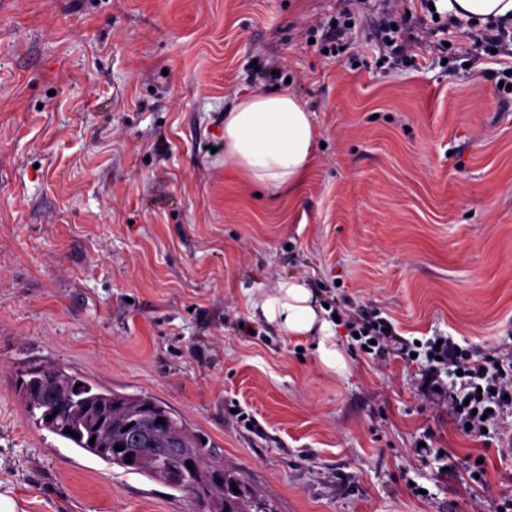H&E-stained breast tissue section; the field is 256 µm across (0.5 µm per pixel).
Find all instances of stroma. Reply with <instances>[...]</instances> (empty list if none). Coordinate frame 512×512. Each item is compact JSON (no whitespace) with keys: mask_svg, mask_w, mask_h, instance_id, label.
Instances as JSON below:
<instances>
[{"mask_svg":"<svg viewBox=\"0 0 512 512\" xmlns=\"http://www.w3.org/2000/svg\"><path fill=\"white\" fill-rule=\"evenodd\" d=\"M339 56L322 51L329 38ZM294 94L320 146L293 190L224 167V114ZM296 277L346 376L252 318ZM450 336L512 363V33L422 0H0V492L17 512H191L40 428L59 364L156 398L273 512H493L512 410L459 429L452 378L360 349ZM483 470V481L472 480ZM357 330L360 335L358 340L361 341L359 347L367 353H373L374 348H376V355L384 354L386 351L389 353V348H391V350H405L403 354L413 361L420 355V352L408 346L405 348L404 344L398 340L396 333L393 332L389 326L378 324V326L375 327L362 324ZM362 339L365 340L362 341ZM371 340H375L376 344H372ZM398 345H400V347H398ZM411 353H416V356L411 357Z\"/></svg>","mask_w":512,"mask_h":512,"instance_id":"35a3bbf8","label":"stroma"}]
</instances>
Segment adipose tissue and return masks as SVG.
Returning <instances> with one entry per match:
<instances>
[{"label":"adipose tissue","instance_id":"1","mask_svg":"<svg viewBox=\"0 0 512 512\" xmlns=\"http://www.w3.org/2000/svg\"><path fill=\"white\" fill-rule=\"evenodd\" d=\"M450 20L481 28H512V0H435ZM316 132L311 114L287 92H257L224 114V163L240 169L257 185L293 189L315 160ZM252 316L292 337L315 342L319 365L345 375L347 361L336 336V322L303 280L288 278L248 299Z\"/></svg>","mask_w":512,"mask_h":512}]
</instances>
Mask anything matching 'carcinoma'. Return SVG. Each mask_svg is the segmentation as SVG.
Here are the masks:
<instances>
[{
  "label": "carcinoma",
  "mask_w": 512,
  "mask_h": 512,
  "mask_svg": "<svg viewBox=\"0 0 512 512\" xmlns=\"http://www.w3.org/2000/svg\"><path fill=\"white\" fill-rule=\"evenodd\" d=\"M24 375L28 379L21 382L20 393L28 414L35 423L67 440L72 447L184 494L194 504L195 512H271L267 502L248 492L233 473L224 469V463L212 459L202 440L172 417L160 401L115 393L69 374L59 365L29 369ZM94 404L112 410V420L117 423L115 429L91 432L85 424L84 408ZM159 417L164 423L156 422ZM129 423L143 428L151 440L146 461L135 467L125 464L115 454L100 452L102 448L120 444L121 428ZM175 437L195 459L193 468L185 467L166 453L165 448ZM216 470L224 471L221 483L213 480Z\"/></svg>",
  "instance_id": "carcinoma-1"
}]
</instances>
